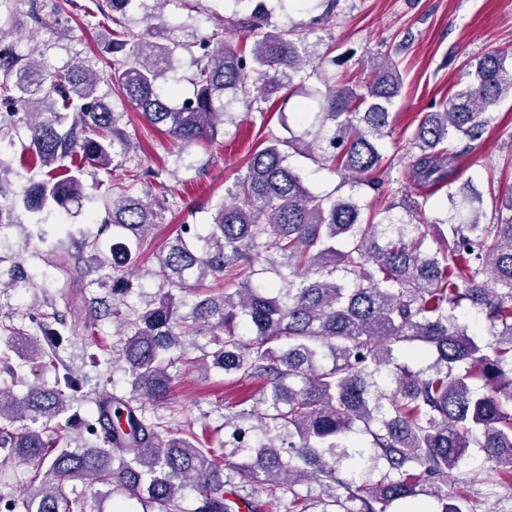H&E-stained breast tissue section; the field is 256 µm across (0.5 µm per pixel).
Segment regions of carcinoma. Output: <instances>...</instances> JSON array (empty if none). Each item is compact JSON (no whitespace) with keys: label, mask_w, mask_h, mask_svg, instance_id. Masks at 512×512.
Wrapping results in <instances>:
<instances>
[{"label":"carcinoma","mask_w":512,"mask_h":512,"mask_svg":"<svg viewBox=\"0 0 512 512\" xmlns=\"http://www.w3.org/2000/svg\"><path fill=\"white\" fill-rule=\"evenodd\" d=\"M112 18V52L122 60L109 75L76 61L49 72L32 55L0 49V132L25 129L33 161L44 169L21 200L0 206V234L14 227L13 211L30 213L26 241L44 246L40 259L69 275L78 270L88 286L110 290L111 299L91 298L71 331L93 336L100 322L118 319L131 390L106 391L83 421L86 436H64L59 419L83 398L87 376L56 351L61 331L49 324L40 335L7 327L12 344L0 357V475L10 464L27 466L31 482L20 497L0 496V512H90L91 503L118 493L172 512L185 489L195 492L192 512H262L253 495L229 488L223 472L265 487L273 498L302 499L295 486L314 480L332 491L309 503L312 512H480L463 490H448V475L469 449H482L493 463L485 482H498L499 468H512V187L495 198V222H483V196L448 193V233L437 248H425L431 225L419 214L427 191L458 177L452 139H484L489 111L512 96V51L496 49L468 64L465 81L436 110L425 113L409 139L404 175L423 201L402 200L408 220L372 212L363 216L353 197L316 195L288 165L287 150L320 155L355 185L379 190L371 178L382 165V142L392 132L391 112L403 87L396 63L371 66L361 86L338 85L310 50L307 38L334 5L288 30L255 8L224 19L250 41L224 38L218 29L186 45L196 67V91L179 107L160 84L172 70L173 49L122 25L135 0H94ZM314 78L307 93L317 103L318 129L290 132L256 150L246 171L211 203L205 233L185 225L155 257L146 275L159 281L153 294L130 278L139 245L157 212L144 200L150 171L117 169L130 160L132 145L119 115L98 94L103 82L118 87L152 126H162L180 152L217 140L228 106L241 102L261 111L281 91ZM90 163L102 176L104 224L112 251L100 234L53 224L56 212L83 204L82 173ZM273 272L277 283L253 277ZM223 291H206L207 281ZM20 266L0 270V288H19ZM467 302L495 336L491 342L456 310ZM247 328L244 338L241 328ZM199 336L212 349L193 359L207 372L218 369L239 381L261 380L265 392L250 409H224L231 429V462L198 437L192 427L176 430L147 420L145 403L170 392L173 352L186 351ZM427 360L413 371L397 354ZM18 361H12V356ZM43 359L54 371L51 386L32 384L16 395L22 365ZM390 379L384 388L379 380ZM346 497L336 494V488Z\"/></svg>","instance_id":"obj_1"}]
</instances>
